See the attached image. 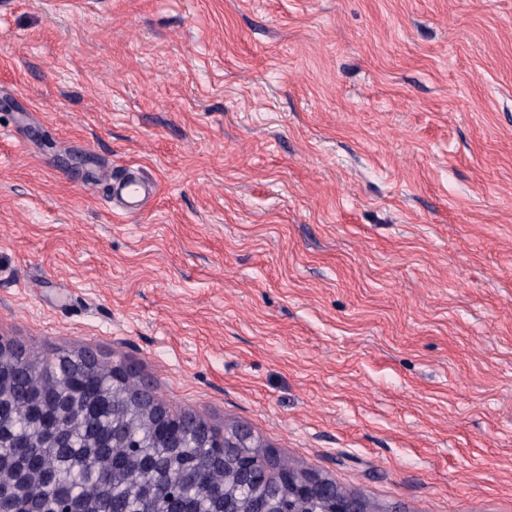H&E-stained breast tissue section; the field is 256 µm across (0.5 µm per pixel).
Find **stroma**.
Returning <instances> with one entry per match:
<instances>
[{"instance_id":"obj_1","label":"stroma","mask_w":512,"mask_h":512,"mask_svg":"<svg viewBox=\"0 0 512 512\" xmlns=\"http://www.w3.org/2000/svg\"><path fill=\"white\" fill-rule=\"evenodd\" d=\"M0 342L382 512H512V0L0 8ZM154 193V185L143 180L134 170L126 172L120 180H113L111 186V194L122 199L119 203L127 213L138 212Z\"/></svg>"}]
</instances>
